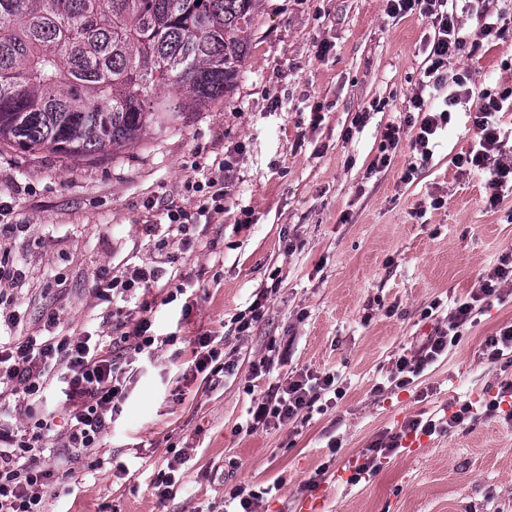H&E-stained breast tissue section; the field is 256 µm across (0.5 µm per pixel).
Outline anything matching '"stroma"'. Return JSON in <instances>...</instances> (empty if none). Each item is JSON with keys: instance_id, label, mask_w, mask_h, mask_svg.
Here are the masks:
<instances>
[{"instance_id": "obj_1", "label": "stroma", "mask_w": 512, "mask_h": 512, "mask_svg": "<svg viewBox=\"0 0 512 512\" xmlns=\"http://www.w3.org/2000/svg\"><path fill=\"white\" fill-rule=\"evenodd\" d=\"M433 34L418 13L389 14L387 0H262L224 100L105 159L0 150V204L20 227L0 234V260L25 271L0 283L22 315L13 336L38 331L52 311L67 328H111L112 306L94 292L102 269L191 274V313L165 287L125 303L135 318L149 302L157 333L176 341L137 369L99 452L57 468L48 512H225L239 488L261 493L258 512H292L321 486L325 512H512V405L486 412L512 361L482 354L512 322V288L484 302L411 388L387 384L397 358L432 333L433 300L454 307L512 251V194L487 209L485 175L452 163L472 143L461 109L428 161L405 138L389 167L369 170L386 126L407 120ZM466 65L478 93L512 78V34ZM234 146L223 213L198 226L190 251L160 247L144 222L170 204L194 208L184 189L193 165ZM412 163L413 182L401 183ZM265 290L263 317L238 332L237 315ZM202 334L234 363L216 382L190 369ZM263 359L270 371L259 376ZM304 372L334 375L336 396L293 424L250 430L254 400ZM466 403L475 416L464 425L347 475L381 435ZM171 466L178 484L163 500L154 479Z\"/></svg>"}]
</instances>
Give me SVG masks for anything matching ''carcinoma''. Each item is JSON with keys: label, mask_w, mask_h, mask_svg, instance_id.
<instances>
[{"label": "carcinoma", "mask_w": 512, "mask_h": 512, "mask_svg": "<svg viewBox=\"0 0 512 512\" xmlns=\"http://www.w3.org/2000/svg\"><path fill=\"white\" fill-rule=\"evenodd\" d=\"M261 0H0V145L117 155L231 92Z\"/></svg>", "instance_id": "obj_1"}]
</instances>
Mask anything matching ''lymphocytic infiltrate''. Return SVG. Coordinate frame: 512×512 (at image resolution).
<instances>
[{
    "label": "lymphocytic infiltrate",
    "mask_w": 512,
    "mask_h": 512,
    "mask_svg": "<svg viewBox=\"0 0 512 512\" xmlns=\"http://www.w3.org/2000/svg\"><path fill=\"white\" fill-rule=\"evenodd\" d=\"M389 13L418 12L432 22L434 34L425 46V59L419 75L418 94L409 103L422 118L410 148L421 157L433 156V140L450 121L449 109L458 104L474 103L472 119L475 136L472 146L457 153L452 162L460 171L485 170V199L497 206L506 191H512V161L491 162L500 154L503 142L496 121L497 113L512 109V84L499 83L496 91L474 94L468 69H455V60L471 58L485 47L512 32V14L490 11L485 0H387ZM467 13L477 19L475 30H467L459 21ZM444 92L443 108L428 105L427 95ZM230 158L213 161L198 168L186 187L199 195L195 211L169 207L167 222L150 223L143 230L149 236H162L186 245V229L192 224L211 223L223 213L229 185L224 174ZM155 269L133 267L121 275L104 272L96 287L100 299L113 303L139 289L158 282ZM512 284V253L483 275L469 300L457 303L437 325L420 349L410 357H399L391 378L396 388L413 384L415 377L436 363L459 342L461 328L474 318L479 304L500 295ZM167 339L155 335L149 316L135 320L132 327L116 324L111 333L83 326L62 328L56 314H49L38 333L18 339L0 338V396L11 395L13 410L24 416L25 426L0 419V512H45V497L54 470L47 462L44 443L54 439L58 447L75 456L97 453L102 435L112 429V420L129 396L132 366L149 358ZM63 383L66 396L64 427H57L55 415L44 405L46 391ZM333 375L300 374L289 378L274 392L249 410L251 429L269 425H287L302 413L311 412L320 395L332 391Z\"/></svg>",
    "instance_id": "obj_1"
}]
</instances>
